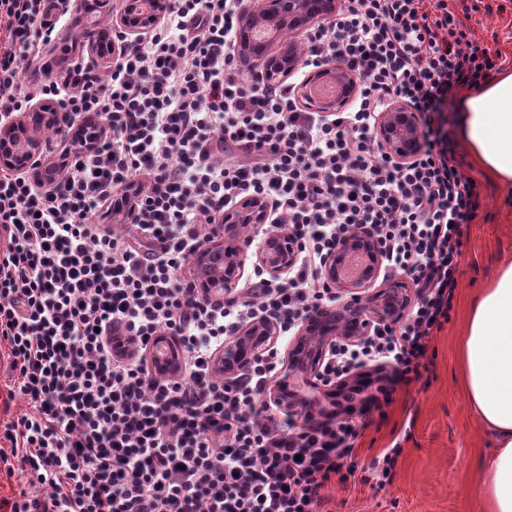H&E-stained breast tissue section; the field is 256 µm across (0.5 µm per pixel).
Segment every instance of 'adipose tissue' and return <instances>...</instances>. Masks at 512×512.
I'll use <instances>...</instances> for the list:
<instances>
[{
    "mask_svg": "<svg viewBox=\"0 0 512 512\" xmlns=\"http://www.w3.org/2000/svg\"><path fill=\"white\" fill-rule=\"evenodd\" d=\"M462 139L486 176L512 183V73L461 102ZM459 387L494 443L476 494L481 512H512V262L470 302L459 338Z\"/></svg>",
    "mask_w": 512,
    "mask_h": 512,
    "instance_id": "obj_1",
    "label": "adipose tissue"
}]
</instances>
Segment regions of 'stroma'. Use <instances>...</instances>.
I'll return each mask as SVG.
<instances>
[{
  "label": "stroma",
  "instance_id": "35a3bbf8",
  "mask_svg": "<svg viewBox=\"0 0 512 512\" xmlns=\"http://www.w3.org/2000/svg\"><path fill=\"white\" fill-rule=\"evenodd\" d=\"M83 0H70L63 30L77 36L76 52L99 69L93 42L96 32L84 19ZM472 14L476 35L500 50L512 70V0H484ZM462 170L476 178L481 207L470 226L457 272L449 320L433 336L419 380L393 386L390 404L370 410L363 420L354 457L368 467L383 449L400 444L396 475L378 487L360 476L332 480L324 491L322 512H476L480 467L491 440L470 416L456 383V338L471 298L485 288L498 268L512 260V189L480 176L471 156L459 150Z\"/></svg>",
  "mask_w": 512,
  "mask_h": 512
}]
</instances>
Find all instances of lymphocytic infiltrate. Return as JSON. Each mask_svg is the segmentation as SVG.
Instances as JSON below:
<instances>
[{
  "mask_svg": "<svg viewBox=\"0 0 512 512\" xmlns=\"http://www.w3.org/2000/svg\"><path fill=\"white\" fill-rule=\"evenodd\" d=\"M170 11L109 77L74 56L29 87L19 65L40 63L62 0H0V123L34 99L72 121H100L92 145L64 147L63 173L44 182L0 173V358L8 397L28 403L0 427L27 485L7 512H319L334 476L354 475L353 418L297 424L258 406L281 354L269 346L236 377L216 351L246 323L295 335L336 302L322 270L363 226L390 276L409 280L408 314L338 343L321 367L336 381L376 364L395 383L419 379L449 319L477 182L451 129L460 91L502 66L499 51L451 0H340L304 34L303 65L350 69L358 90L339 112L301 108L293 84L240 79L242 0H171ZM418 112L424 146L396 161L374 136L394 101ZM255 198L292 239L287 277L255 272L211 297L182 269L203 230ZM126 210L131 231L94 223ZM158 336L185 351L180 375L147 361Z\"/></svg>",
  "mask_w": 512,
  "mask_h": 512,
  "instance_id": "obj_1",
  "label": "lymphocytic infiltrate"
}]
</instances>
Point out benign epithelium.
<instances>
[{
    "instance_id": "7a95c632",
    "label": "benign epithelium",
    "mask_w": 512,
    "mask_h": 512,
    "mask_svg": "<svg viewBox=\"0 0 512 512\" xmlns=\"http://www.w3.org/2000/svg\"><path fill=\"white\" fill-rule=\"evenodd\" d=\"M136 0L122 8L113 18V25L129 36L122 49L136 48L150 31L156 20L169 8V0H148V7L139 9ZM338 0H249L240 10L237 41L238 57L253 67L259 78H267L274 71L290 75L298 66L297 47L288 43L272 51L271 43L257 44L251 33L272 24L292 32L308 23L334 15ZM340 84L342 96L354 95L357 87L355 75L346 67L330 66ZM51 126L69 130L62 112L49 102L34 105L28 112L0 125V167L16 172L39 169L46 180L56 178L57 168L43 160L41 140L33 130ZM379 143L397 160L415 157L421 149L422 138L418 113L402 102H395L379 113L375 125ZM204 259L208 260L210 280L221 284L223 290L236 287L242 278L249 257H254V267L278 278L295 264L297 254L285 236L266 232L253 253L237 244V224H225L216 239L202 246ZM359 253L367 264L354 279H345L340 269L346 257ZM383 257L375 238L365 231H356L344 238L336 251L326 260L323 279L336 293L344 297L338 308H320L310 313L302 322L290 344L283 375L274 381L269 400L289 413H303L313 417L322 413V401L342 396L345 388L354 385L361 373L347 381L346 387H335L322 381L320 366L330 346L338 340H352L368 333L375 321L400 313L408 298L399 288H370L379 278ZM276 332L272 324L253 321L243 326L238 334L224 342V349L216 357V367L224 377H233L244 371L252 360L274 341Z\"/></svg>"
}]
</instances>
